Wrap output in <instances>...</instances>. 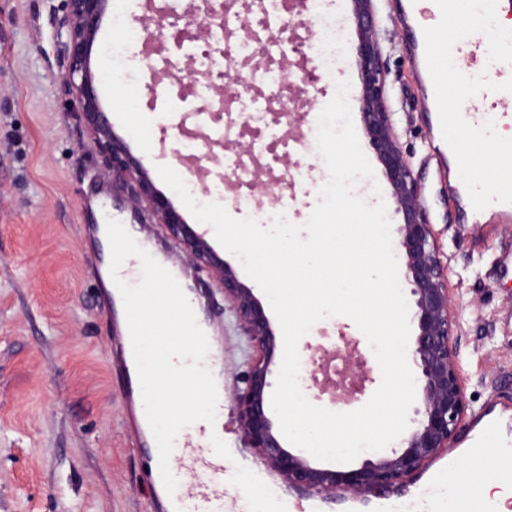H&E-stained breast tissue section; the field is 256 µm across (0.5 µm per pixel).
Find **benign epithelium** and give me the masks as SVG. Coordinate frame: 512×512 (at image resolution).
I'll list each match as a JSON object with an SVG mask.
<instances>
[{
	"mask_svg": "<svg viewBox=\"0 0 512 512\" xmlns=\"http://www.w3.org/2000/svg\"><path fill=\"white\" fill-rule=\"evenodd\" d=\"M62 24L68 40L61 47L65 73L63 84L72 108L80 115L87 135L104 157L94 179L111 183L140 218L165 227L187 259L205 267L224 289L234 306L240 326L255 350L244 378V388L235 394L242 436L265 464L277 472L288 487L303 494L334 497L385 496L399 483L413 477L424 465L450 447L467 407L464 382L458 365L457 340L453 336L456 311L448 292V267L443 263L419 189L402 151L389 112L382 47L375 25V0H351L359 27L357 64L363 80L360 111L366 136L384 168L392 190L398 225L396 258L404 270L414 310L417 334L412 361L419 403L413 409L412 427L398 446L364 458L351 470L312 465L305 457L288 452L266 416V391L276 376L272 355L277 338L251 289L241 286L232 266L225 263L204 236L187 227L182 216L155 188L147 168L128 150L112 128L97 93V76L91 67V51L100 21L110 0H64ZM224 0L206 2L205 22L188 41L209 34L211 25L223 23ZM311 83L305 70L289 75L288 103H310L305 86ZM348 369L335 385L339 400L348 401L359 390L357 378L366 361L357 350L346 352Z\"/></svg>",
	"mask_w": 512,
	"mask_h": 512,
	"instance_id": "benign-epithelium-1",
	"label": "benign epithelium"
}]
</instances>
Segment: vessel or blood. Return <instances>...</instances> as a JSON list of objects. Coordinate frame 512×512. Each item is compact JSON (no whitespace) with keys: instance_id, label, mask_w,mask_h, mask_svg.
I'll list each match as a JSON object with an SVG mask.
<instances>
[{"instance_id":"vessel-or-blood-1","label":"vessel or blood","mask_w":512,"mask_h":512,"mask_svg":"<svg viewBox=\"0 0 512 512\" xmlns=\"http://www.w3.org/2000/svg\"><path fill=\"white\" fill-rule=\"evenodd\" d=\"M403 12L410 19L407 34L414 49L412 65L417 72H426L423 28L412 20L414 15L412 0H407ZM453 52L468 58L472 72L493 73L496 81L499 82L512 77V65L490 61L488 38L484 33L477 32L461 39L455 44ZM505 97L506 94L502 91L484 92L473 97V110L466 115L468 123L476 127L488 121L494 122L498 127L511 124V112L490 113L484 109L486 103L494 104L504 100ZM84 233L94 245L98 255L101 270L99 295L103 303L121 304L120 292L113 289L114 281L119 278L131 285L138 284L142 278L140 260L135 257L128 258L121 266L118 276H111V252L105 225H85ZM114 359L125 376L126 421L135 434L138 449L145 453V466L153 489L155 512H222L224 508L223 435L215 433L212 426L205 421L195 422L177 434L173 452L182 458L186 467L197 473L198 478L194 481L178 480L174 493H167L160 474L157 444L145 414L129 334H122Z\"/></svg>"}]
</instances>
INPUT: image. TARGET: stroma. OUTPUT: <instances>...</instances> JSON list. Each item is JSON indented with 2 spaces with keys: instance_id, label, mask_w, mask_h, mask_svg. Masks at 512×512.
<instances>
[{
  "instance_id": "35a3bbf8",
  "label": "stroma",
  "mask_w": 512,
  "mask_h": 512,
  "mask_svg": "<svg viewBox=\"0 0 512 512\" xmlns=\"http://www.w3.org/2000/svg\"><path fill=\"white\" fill-rule=\"evenodd\" d=\"M395 2H375L388 103L429 222L450 258L448 291L459 314L467 414L453 447L389 496L326 501L289 490L245 447L239 428L233 394L254 348L223 291L206 272L195 271L191 285L202 295L200 316L224 339V512H251L253 504L240 489L244 473L278 512H388L393 504L418 501L466 457L481 433L480 413L512 438V222H499L490 208L472 211L456 198L448 145L413 73L412 47ZM61 6L62 0H0V512H153L135 439L123 423L124 378L109 365L115 322L96 296L97 255L83 234L84 225L101 223L103 212L124 224L134 216L111 187L93 180L101 158L60 80L57 45L67 38L58 26ZM336 25L343 58L334 75L309 86V97L315 106H326L337 81H349L357 121L359 30L348 2L337 11ZM116 41L112 18L104 16L91 53L97 91L116 133L148 171L170 166L194 186L197 198L225 204L236 218L259 221L284 208L291 223L308 221L329 180L312 117L301 122L296 154L307 163L311 180L291 189L280 182L282 168L258 170L253 205L236 208L233 183L215 189L223 160H198L167 119V96L184 91L191 80L186 53L176 49L172 31L127 48L141 98L136 112L126 106V78L112 70L107 47ZM162 58L171 60L170 69L152 71ZM365 155L374 176L359 181L355 195L371 204L384 201L390 223L400 224L380 161L373 150ZM347 339L371 355L364 334L344 316L317 322L299 350L307 361L303 380L310 402L333 412L357 410L375 391L370 384L365 394L337 402L314 382L310 359L330 356Z\"/></svg>"
}]
</instances>
